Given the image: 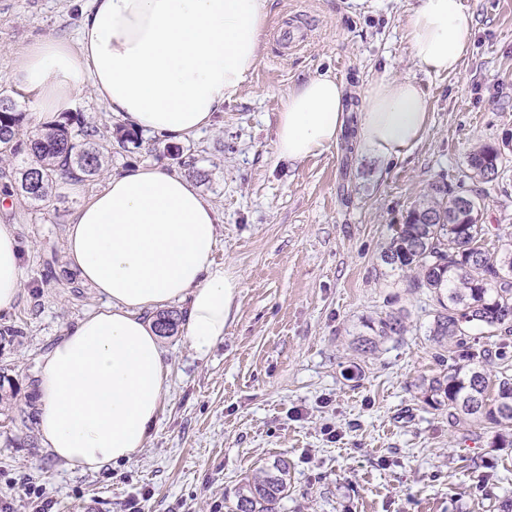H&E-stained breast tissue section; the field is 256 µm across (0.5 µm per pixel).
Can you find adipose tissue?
Masks as SVG:
<instances>
[{
  "label": "adipose tissue",
  "mask_w": 512,
  "mask_h": 512,
  "mask_svg": "<svg viewBox=\"0 0 512 512\" xmlns=\"http://www.w3.org/2000/svg\"><path fill=\"white\" fill-rule=\"evenodd\" d=\"M268 0H89L76 42L49 35L18 58L14 78L46 125L90 90L128 129L185 142L212 128L253 70ZM474 34L463 0H419L405 29L429 75L459 71ZM345 85L319 74L291 89L278 114L276 155L295 163L330 150L344 129ZM356 142L382 162L406 154L431 115L410 78L364 92ZM219 222L191 178L163 164L112 176L67 227V255L104 299L43 357L40 435L67 467L99 471L145 449L169 383L158 332L143 312L187 306L186 340L198 355L235 319L238 280L213 259ZM24 280L18 243L0 222V311Z\"/></svg>",
  "instance_id": "obj_1"
}]
</instances>
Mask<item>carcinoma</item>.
<instances>
[{
    "label": "carcinoma",
    "instance_id": "1",
    "mask_svg": "<svg viewBox=\"0 0 512 512\" xmlns=\"http://www.w3.org/2000/svg\"><path fill=\"white\" fill-rule=\"evenodd\" d=\"M26 114L9 97L0 98V160L26 155L31 162L14 174L0 173L3 187L32 202L48 199L58 178L80 181L100 175L105 153L96 127L71 129L74 116L60 114L54 123L33 133L23 131ZM500 152L484 145L475 150L469 166L485 182L498 178ZM391 237L381 260L392 270L409 273V287L425 288L434 308L426 336L435 358L446 373L422 376L415 383L426 403L448 406V418L498 429L495 439L507 442L503 431L512 429V232L490 230L481 222L478 197L446 182L431 185L402 224L390 225ZM402 311H389L362 324L357 342L372 349L381 340L407 332ZM156 324L160 334H173L179 315L167 311ZM493 340L495 350L476 349L472 331ZM497 370L488 372L491 358ZM288 461L261 466L238 487L237 512H275L288 493Z\"/></svg>",
    "mask_w": 512,
    "mask_h": 512
}]
</instances>
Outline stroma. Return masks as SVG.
Listing matches in <instances>:
<instances>
[{"label": "stroma", "instance_id": "obj_1", "mask_svg": "<svg viewBox=\"0 0 512 512\" xmlns=\"http://www.w3.org/2000/svg\"><path fill=\"white\" fill-rule=\"evenodd\" d=\"M475 20L459 73L415 66L404 28L418 0H269L255 68L214 128L182 143L203 197L222 216L215 262L238 278L236 319L224 339L197 356L184 332L162 338L170 368L144 451L100 472L65 466L41 445L36 382L42 357L65 330L99 307L67 259L77 208L109 175L164 162V139L109 146L104 175L32 204L16 196L1 215L13 224L24 281L0 327V505L37 512L24 487L43 490L52 512H235L241 479L286 459L288 492L277 512H502L512 500V447L493 432L453 422L427 405L416 379L438 374L425 335L433 301L381 259L388 227L403 223L430 184L479 193L482 221L512 231V0H464ZM72 0H0V93L14 96L35 130L33 98L18 96L17 56L53 34L77 39ZM300 28L297 48L278 43ZM328 73L347 88L345 109L362 111L368 84L409 77L422 85L430 126L408 154L380 163L344 129L328 152L290 164L273 147L289 91ZM489 144L502 152L485 183L468 165ZM407 312L405 335L374 353L356 348L363 320ZM31 417L16 423L18 409Z\"/></svg>", "mask_w": 512, "mask_h": 512}]
</instances>
